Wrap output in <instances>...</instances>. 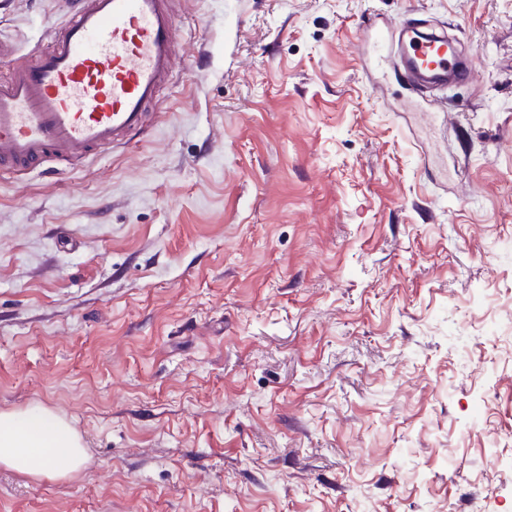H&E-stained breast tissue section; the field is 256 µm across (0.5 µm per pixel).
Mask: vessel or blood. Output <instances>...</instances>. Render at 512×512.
<instances>
[{
	"label": "vessel or blood",
	"instance_id": "vessel-or-blood-1",
	"mask_svg": "<svg viewBox=\"0 0 512 512\" xmlns=\"http://www.w3.org/2000/svg\"><path fill=\"white\" fill-rule=\"evenodd\" d=\"M378 62L397 57L406 83H472L446 34L409 21L377 24ZM177 30L172 0H78L30 61L0 80V172L79 162L140 132L169 81Z\"/></svg>",
	"mask_w": 512,
	"mask_h": 512
}]
</instances>
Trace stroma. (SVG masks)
<instances>
[{"instance_id":"1","label":"stroma","mask_w":512,"mask_h":512,"mask_svg":"<svg viewBox=\"0 0 512 512\" xmlns=\"http://www.w3.org/2000/svg\"><path fill=\"white\" fill-rule=\"evenodd\" d=\"M72 0H0L18 59ZM147 129L0 175V512H512V0H177ZM447 31L443 106L362 50ZM84 460L81 435L53 410L0 411V465L5 468L55 480L78 472Z\"/></svg>"}]
</instances>
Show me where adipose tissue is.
Returning a JSON list of instances; mask_svg holds the SVG:
<instances>
[{
	"label": "adipose tissue",
	"instance_id": "adipose-tissue-1",
	"mask_svg": "<svg viewBox=\"0 0 512 512\" xmlns=\"http://www.w3.org/2000/svg\"><path fill=\"white\" fill-rule=\"evenodd\" d=\"M85 453L81 435L63 416L42 407L0 411V465L49 480L78 472Z\"/></svg>",
	"mask_w": 512,
	"mask_h": 512
}]
</instances>
